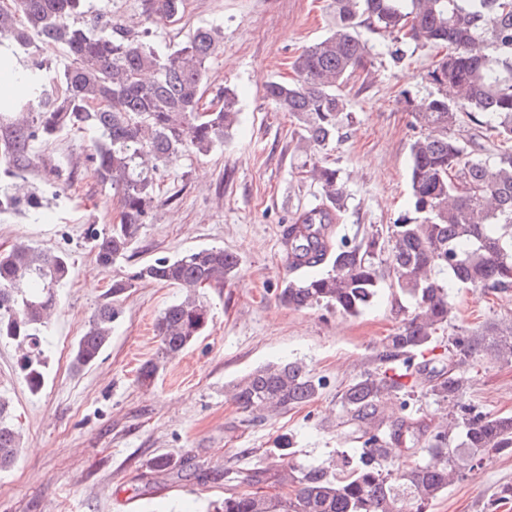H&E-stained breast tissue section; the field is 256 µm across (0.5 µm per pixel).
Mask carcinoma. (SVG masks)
Wrapping results in <instances>:
<instances>
[{"mask_svg": "<svg viewBox=\"0 0 512 512\" xmlns=\"http://www.w3.org/2000/svg\"><path fill=\"white\" fill-rule=\"evenodd\" d=\"M82 0H14L0 8V42L20 48L61 45L70 63L62 75L31 68L32 95L5 132L0 155L7 173L24 178L28 144L64 130H96L89 159L94 177L117 194L120 212L108 233L95 239L96 261L110 269L126 256L154 207L153 175L187 152L207 154L240 123L234 90L203 103L206 63L224 43L218 27H197L178 46L159 53L150 28L133 33L104 12L85 14ZM147 21L175 22L184 0H147ZM330 33L292 62L294 77L271 80L265 96L286 112L310 151L308 177L327 202L302 211L288 225V265L276 299L301 310L333 309L356 316L375 300L381 283L413 304L399 333L388 337L383 360L404 358V370L367 373L340 397V423L360 444L328 465L288 462L294 438L276 442L281 464L237 471L216 512H427L466 470L493 451L512 450V415L477 411L463 401L468 378L458 367L484 354L512 362V325L490 323L448 337V369L429 368L435 335L450 326L455 304L448 273L467 288L512 293V0H332ZM390 39L400 63L409 47L446 52L427 79L437 93L415 113L419 133L410 167L412 214L388 232L377 230L353 244L335 240L346 200L337 169L318 155L350 125L344 94L349 78L371 63L362 30ZM474 125L467 138L454 135L461 117ZM36 211L28 193L0 192V213ZM65 254L33 246L0 252V339L23 349L20 369L31 391L44 383L50 313L67 281ZM237 257L219 247L159 258L112 280L118 297L135 281L177 285L184 295L155 323L156 357L139 369L149 384L161 365L189 348L209 326L200 289L222 288L237 277ZM120 311L112 302L96 309L74 344L76 370L93 365L112 336ZM422 361H416V357ZM429 373L427 392L448 407L449 420L431 425L409 410L410 378ZM322 389L300 361L259 367L235 382L231 399L242 411L290 410L314 401ZM402 399L403 415L386 420L384 400ZM20 435L0 399V471L14 466ZM272 485L274 491L263 486Z\"/></svg>", "mask_w": 512, "mask_h": 512, "instance_id": "obj_1", "label": "carcinoma"}]
</instances>
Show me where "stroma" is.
Returning <instances> with one entry per match:
<instances>
[{
  "label": "stroma",
  "mask_w": 512,
  "mask_h": 512,
  "mask_svg": "<svg viewBox=\"0 0 512 512\" xmlns=\"http://www.w3.org/2000/svg\"><path fill=\"white\" fill-rule=\"evenodd\" d=\"M201 25L224 32L223 50L208 63L205 96L234 89L241 122L212 152L185 153L156 180V214L125 260L106 271L96 263L92 236L110 230L119 199L91 173L86 156L94 130L34 140L25 189L41 196L40 215L0 214V251L24 242L67 253L73 266L50 323L40 392L29 391L15 345L0 341V397L22 446L15 467L0 472V512H208L224 497L225 471L265 463L277 437L288 433L298 461L325 462L351 446L338 425L341 391L383 370L386 340L411 311L408 299L387 287L355 317L275 300L289 276L284 230L321 190L303 168L307 154L294 120L265 99L264 87L291 78L293 57L328 33L331 0H186L178 21L154 26V43L169 51ZM363 37L372 58L346 88L353 123L326 154L348 194L340 232L351 240L410 211L413 114L435 91L426 78L434 51L416 49L396 65L387 37L370 30ZM212 246L236 254L238 278L204 289L208 332L169 360L150 386H140L137 370L159 345L156 319L182 290L143 280L115 299L114 276ZM451 295L455 326L476 330L512 320V295L458 287ZM111 300L121 314L110 344L94 365L73 371L75 341L95 309ZM283 359L303 362L321 380L320 396L288 411L239 410L231 384ZM467 371L466 403L512 413V363L479 356ZM159 455L169 457L170 473L153 471ZM505 484H512V451L486 454L429 512H512V501L497 499Z\"/></svg>",
  "instance_id": "stroma-1"
}]
</instances>
